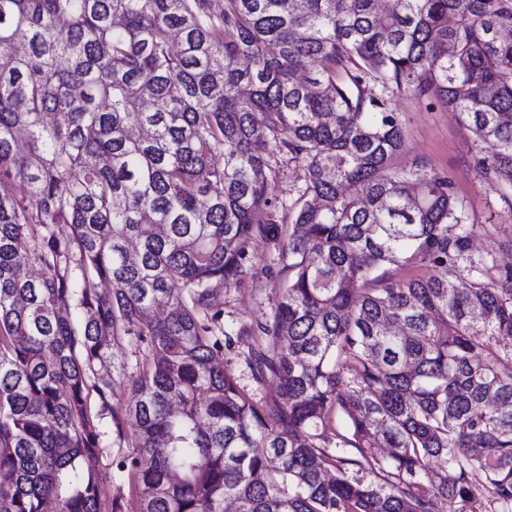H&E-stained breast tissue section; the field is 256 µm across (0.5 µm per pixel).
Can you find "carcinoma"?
<instances>
[{
  "mask_svg": "<svg viewBox=\"0 0 512 512\" xmlns=\"http://www.w3.org/2000/svg\"><path fill=\"white\" fill-rule=\"evenodd\" d=\"M398 92L509 198L512 0H0V512H512V266L491 284L451 180L394 164ZM282 155L257 401L220 296ZM276 168L279 172L271 183L270 194L277 202H283L289 207L298 197V187L303 184L302 164L288 161V157H280Z\"/></svg>",
  "mask_w": 512,
  "mask_h": 512,
  "instance_id": "cac0c4a2",
  "label": "carcinoma"
}]
</instances>
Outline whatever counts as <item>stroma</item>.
<instances>
[{
    "instance_id": "stroma-1",
    "label": "stroma",
    "mask_w": 512,
    "mask_h": 512,
    "mask_svg": "<svg viewBox=\"0 0 512 512\" xmlns=\"http://www.w3.org/2000/svg\"><path fill=\"white\" fill-rule=\"evenodd\" d=\"M405 131L402 160L419 158L434 171L447 175L463 201L474 226L473 249L491 253L493 267L487 274L496 281L498 269L512 265V250L501 248L502 240L512 237V207L508 206L496 187L488 184L475 169L476 146L473 133L460 123L456 113L443 106L426 107L409 95L393 99ZM278 174L270 186L271 196L284 203L279 211L278 234L274 239H257L249 249L248 273L239 283L225 286L224 329L228 333H252L258 324L273 313L284 283V264L279 254L288 240L291 225L287 206L297 198L302 186L301 163L280 158ZM224 367L254 398L273 399L278 395L276 381L256 385L248 364V345L237 342L224 351Z\"/></svg>"
}]
</instances>
